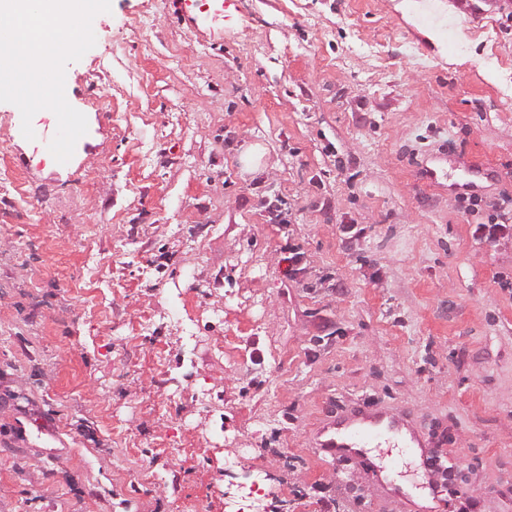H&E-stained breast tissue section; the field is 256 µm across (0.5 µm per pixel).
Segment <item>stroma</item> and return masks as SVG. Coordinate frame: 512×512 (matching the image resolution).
<instances>
[{
	"label": "stroma",
	"mask_w": 512,
	"mask_h": 512,
	"mask_svg": "<svg viewBox=\"0 0 512 512\" xmlns=\"http://www.w3.org/2000/svg\"><path fill=\"white\" fill-rule=\"evenodd\" d=\"M92 28L69 172L22 169L0 103V512H420L428 478L437 512L450 484L512 512V237L474 233L512 212V0H111ZM358 404L447 469L388 497L319 458Z\"/></svg>",
	"instance_id": "35a3bbf8"
}]
</instances>
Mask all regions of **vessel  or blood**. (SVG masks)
<instances>
[{
	"mask_svg": "<svg viewBox=\"0 0 512 512\" xmlns=\"http://www.w3.org/2000/svg\"><path fill=\"white\" fill-rule=\"evenodd\" d=\"M390 440L403 448L422 447L424 438L402 418L383 410L362 412L350 410L326 423L317 435L315 450L322 457L354 461L369 469L377 484L398 470L400 457L387 455L369 458L368 451Z\"/></svg>",
	"mask_w": 512,
	"mask_h": 512,
	"instance_id": "vessel-or-blood-1",
	"label": "vessel or blood"
}]
</instances>
